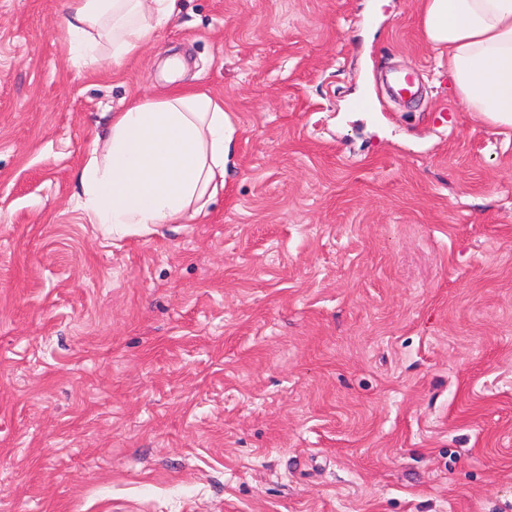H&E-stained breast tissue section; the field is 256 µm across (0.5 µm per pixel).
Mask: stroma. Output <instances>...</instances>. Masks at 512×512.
Returning a JSON list of instances; mask_svg holds the SVG:
<instances>
[{"mask_svg":"<svg viewBox=\"0 0 512 512\" xmlns=\"http://www.w3.org/2000/svg\"><path fill=\"white\" fill-rule=\"evenodd\" d=\"M64 15L0 0V512H512V129L418 0H178L94 70ZM176 85L223 192L89 223L97 136Z\"/></svg>","mask_w":512,"mask_h":512,"instance_id":"obj_1","label":"stroma"}]
</instances>
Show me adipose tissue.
<instances>
[{"label":"adipose tissue","mask_w":512,"mask_h":512,"mask_svg":"<svg viewBox=\"0 0 512 512\" xmlns=\"http://www.w3.org/2000/svg\"><path fill=\"white\" fill-rule=\"evenodd\" d=\"M176 0H68L70 54L89 68L110 43L113 62L150 42ZM429 44L448 55L466 109L512 128V0H420ZM235 128L222 100L188 87L115 113L76 178L89 223L119 233L178 224L224 189Z\"/></svg>","instance_id":"adipose-tissue-1"}]
</instances>
